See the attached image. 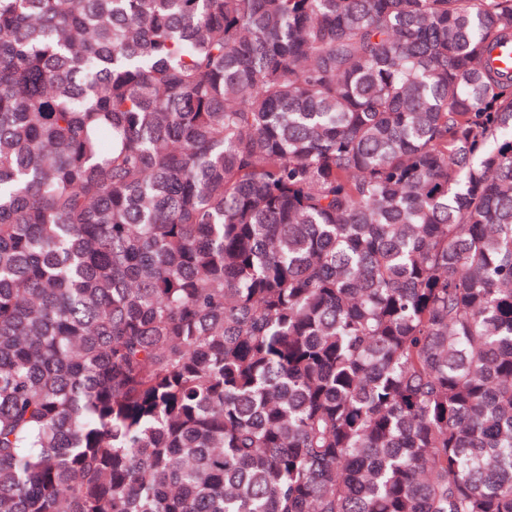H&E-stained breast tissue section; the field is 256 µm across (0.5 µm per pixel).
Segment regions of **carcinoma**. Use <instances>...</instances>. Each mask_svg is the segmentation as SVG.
<instances>
[{"instance_id": "cac0c4a2", "label": "carcinoma", "mask_w": 512, "mask_h": 512, "mask_svg": "<svg viewBox=\"0 0 512 512\" xmlns=\"http://www.w3.org/2000/svg\"><path fill=\"white\" fill-rule=\"evenodd\" d=\"M512 0H0V512H512Z\"/></svg>"}]
</instances>
